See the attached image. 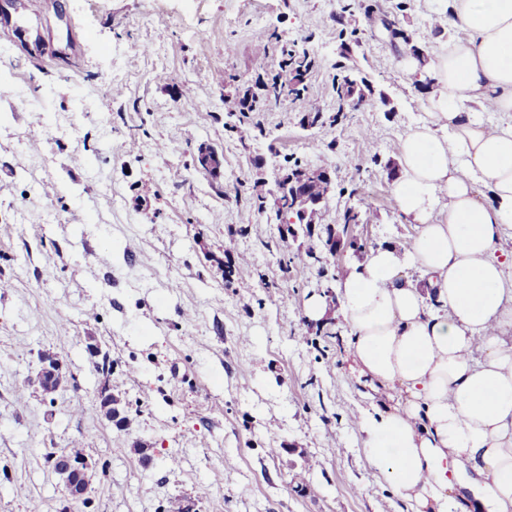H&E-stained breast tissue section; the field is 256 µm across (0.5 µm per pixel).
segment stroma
I'll return each instance as SVG.
<instances>
[{"label":"stroma","instance_id":"35a3bbf8","mask_svg":"<svg viewBox=\"0 0 512 512\" xmlns=\"http://www.w3.org/2000/svg\"><path fill=\"white\" fill-rule=\"evenodd\" d=\"M446 2L42 0L25 44L0 34V512H413L352 422L390 400L351 368L336 287L416 232L389 189L431 80L399 63L461 37ZM343 61L362 99L339 98ZM300 62V95L271 96ZM202 147L219 172L196 167ZM289 162L333 180L310 237L271 203ZM350 204L363 220L329 248ZM229 260L251 276L225 277ZM45 352L68 377L52 395ZM76 442L96 470L77 500L45 462Z\"/></svg>","mask_w":512,"mask_h":512}]
</instances>
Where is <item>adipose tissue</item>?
Wrapping results in <instances>:
<instances>
[{
	"mask_svg": "<svg viewBox=\"0 0 512 512\" xmlns=\"http://www.w3.org/2000/svg\"><path fill=\"white\" fill-rule=\"evenodd\" d=\"M448 23L466 37L402 61L432 79L429 120L403 139L391 188L418 230L368 250L337 292L359 374L400 396L360 421L370 465L414 512H512V255L498 247L512 122L471 113L512 112V0H448Z\"/></svg>",
	"mask_w": 512,
	"mask_h": 512,
	"instance_id": "ef3b65f1",
	"label": "adipose tissue"
}]
</instances>
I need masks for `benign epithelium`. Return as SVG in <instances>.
I'll use <instances>...</instances> for the list:
<instances>
[{"instance_id": "1", "label": "benign epithelium", "mask_w": 512, "mask_h": 512, "mask_svg": "<svg viewBox=\"0 0 512 512\" xmlns=\"http://www.w3.org/2000/svg\"><path fill=\"white\" fill-rule=\"evenodd\" d=\"M197 168L204 171H214L219 165L217 153L202 147L196 156ZM322 181L326 193L333 190L331 177L322 171L298 167L285 171L277 178L278 202L282 204L281 214L289 216L291 224H313L318 214V202H310L305 195L308 185L314 181ZM63 368L59 357L53 353H44L40 359V369L37 379L41 380L53 375Z\"/></svg>"}]
</instances>
